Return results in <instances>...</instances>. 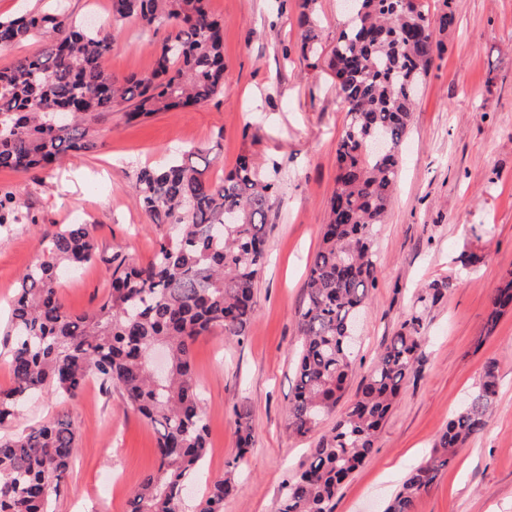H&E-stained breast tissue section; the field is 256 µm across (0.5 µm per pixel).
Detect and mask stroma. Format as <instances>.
Wrapping results in <instances>:
<instances>
[{
    "instance_id": "1",
    "label": "stroma",
    "mask_w": 512,
    "mask_h": 512,
    "mask_svg": "<svg viewBox=\"0 0 512 512\" xmlns=\"http://www.w3.org/2000/svg\"><path fill=\"white\" fill-rule=\"evenodd\" d=\"M224 25V92L191 111L170 109L136 123L122 113L99 124L100 147L72 152L51 171L0 170L32 224L0 228V318L16 282L40 255L45 230L93 225L101 252L115 248L149 262L164 224L151 223L136 200L137 168L201 149L210 179L240 155L276 170L279 192L268 214V258L256 282L257 307L243 342L214 331L192 347L208 454L185 495L184 512L236 460L240 492L224 512H276L283 484L305 463L315 436L288 431V404L301 347L299 313L307 263L316 252L335 185L336 145L346 112L329 75L300 55L296 0H210ZM166 28L124 23L103 60L119 77L150 70ZM440 52L418 96L402 147L397 190L379 225V270L368 292L353 382H360L386 342L412 315L424 341L419 372L390 413L378 448L343 485L335 512H383L410 468L432 451L451 415L496 361L500 388L486 431L457 449L415 502V512H512V311L487 329L490 300L512 271V0H457V23L439 29ZM452 288L421 303L436 280ZM107 287L95 262L64 275L62 298L76 314L96 307ZM247 414L254 446L240 453L238 416ZM70 421L78 452L52 512H126L142 477L153 471L156 433L119 391L89 380L72 399L42 395L0 440L56 419Z\"/></svg>"
}]
</instances>
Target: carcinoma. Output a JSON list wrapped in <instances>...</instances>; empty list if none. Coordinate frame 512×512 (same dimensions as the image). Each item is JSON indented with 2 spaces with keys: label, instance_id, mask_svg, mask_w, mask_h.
Instances as JSON below:
<instances>
[{
  "label": "carcinoma",
  "instance_id": "obj_1",
  "mask_svg": "<svg viewBox=\"0 0 512 512\" xmlns=\"http://www.w3.org/2000/svg\"><path fill=\"white\" fill-rule=\"evenodd\" d=\"M112 23L70 19L62 0L46 9L0 18V52L33 38L34 55L0 70V169L27 172L69 151L99 147L95 122L125 106L128 120L171 108L199 107L224 90V35L209 0H111ZM136 19L174 29L142 75L114 77L102 61L121 25ZM302 57L312 69L327 60L336 97L347 112L337 143L338 172L327 223L311 258L300 312L303 336L288 425L316 432L343 397L356 361L345 334L377 279L374 230L384 223L397 183L400 150L438 43L431 17L411 0H354L330 55H322L316 0H298ZM382 139L387 151L370 143ZM190 150L161 168L136 172L135 193L153 224H168L151 261L98 252L91 224H64L46 234L40 259L18 280L8 323L11 384L0 387V426L41 394L74 398L92 378L117 389L157 433V467L140 481L128 512H182L183 498L208 452V428L191 363L192 345L214 330L242 341L255 314L257 275L265 263V226L278 186L246 156L224 178ZM36 223L16 194L0 187V227ZM105 265L108 292L93 310L72 313L61 279L85 264ZM450 281L420 295L437 302ZM493 315L512 309V272L491 300ZM423 324L405 320L376 357L355 398L311 448L308 463L282 488L279 512H334L343 482L377 448L394 403L417 374ZM164 347L166 375L148 367ZM498 389L497 364L485 365L478 388L439 434L433 454L402 481L385 512H413L418 496L448 466L452 449L484 432ZM70 421L57 419L0 442V512H48L77 450ZM214 480L198 512H223L239 492L232 477Z\"/></svg>",
  "mask_w": 512,
  "mask_h": 512
}]
</instances>
